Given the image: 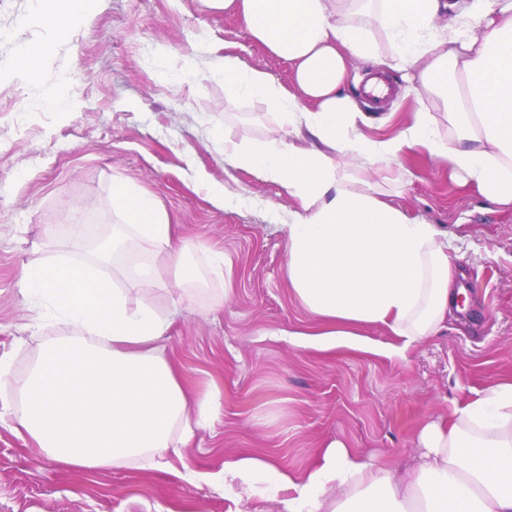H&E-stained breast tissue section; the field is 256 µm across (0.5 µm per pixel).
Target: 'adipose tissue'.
Listing matches in <instances>:
<instances>
[{"mask_svg": "<svg viewBox=\"0 0 512 512\" xmlns=\"http://www.w3.org/2000/svg\"><path fill=\"white\" fill-rule=\"evenodd\" d=\"M243 22L250 37L290 62L296 93L228 55L215 76L228 100L263 101L278 114L282 136L247 145L225 141L224 158L279 183L296 203L288 212L285 266L302 307L327 331L290 334L313 344L372 351L359 326L386 328L388 357L407 359L437 336L457 310L459 258L447 232L389 200L378 165L423 150L447 162L462 186L512 207V0H205ZM97 0H36L61 34L84 25ZM451 18L437 26L440 15ZM412 69L441 99L457 137L440 136L430 113H415L394 136L375 140L359 127L345 93L351 60ZM112 206L126 240L148 245L153 261L143 283L182 263L189 244L151 194L112 182ZM111 260L39 257L19 283L68 337L43 347L31 373L13 380L0 369V392L23 398L17 433L64 466H149L156 454L191 441L197 422L217 409L211 394L189 397L157 343L170 322L129 291L109 286ZM418 462L397 469L341 440L330 441L297 471L242 452L223 476L190 471V483L264 475L284 492L282 512H512V381L454 405L447 419L416 430Z\"/></svg>", "mask_w": 512, "mask_h": 512, "instance_id": "obj_1", "label": "adipose tissue"}]
</instances>
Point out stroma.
Segmentation results:
<instances>
[{"label":"stroma","mask_w":512,"mask_h":512,"mask_svg":"<svg viewBox=\"0 0 512 512\" xmlns=\"http://www.w3.org/2000/svg\"><path fill=\"white\" fill-rule=\"evenodd\" d=\"M0 361L24 378L39 350L67 330L25 297L19 271L38 256L89 262L93 241L78 244L73 225L89 222L95 239L121 227L112 181L153 194L192 248L185 300L172 307L173 271L165 287L131 289L133 269H115L131 302L151 304L173 323L159 346L180 369L191 394L212 392L219 411L178 454L157 466L83 471L47 457L17 434L22 400L0 396V512H277L263 482L192 484L186 470L217 473L241 450L301 470L339 439L361 454L415 463V430L447 416L454 403L512 380V209L482 199L449 177L447 163L425 151L402 157L411 176L392 195L410 215L448 231L461 255L457 285L468 298L449 329L415 346L408 360L382 354L392 343L380 326L362 332L379 348H299L292 332L318 321L293 297L285 269L287 236L278 218L293 206L276 182L228 165L224 142L278 135L265 103L226 101L214 80L228 54L269 72L293 90L290 63L254 42L243 24L202 0H99L81 28L57 36L33 0H0ZM49 42L38 77L17 65L19 43ZM192 62L193 78L183 65ZM394 100L364 108V131L384 139L414 113H432L448 132L441 100L385 70ZM66 84L72 110L41 108L47 91ZM234 198L215 206L209 186ZM230 271L212 278L208 254Z\"/></svg>","instance_id":"stroma-1"}]
</instances>
